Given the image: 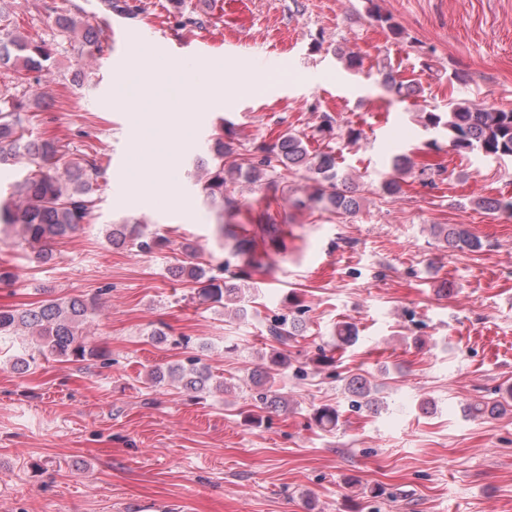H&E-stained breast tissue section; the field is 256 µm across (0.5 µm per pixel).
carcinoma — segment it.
Masks as SVG:
<instances>
[{
	"label": "carcinoma",
	"mask_w": 512,
	"mask_h": 512,
	"mask_svg": "<svg viewBox=\"0 0 512 512\" xmlns=\"http://www.w3.org/2000/svg\"><path fill=\"white\" fill-rule=\"evenodd\" d=\"M54 23L65 33L81 32L83 43L90 51L102 53L105 41L103 31L91 25L78 29V21L68 10L55 12ZM6 39L13 47L11 55H0V69L12 71L15 87L38 85L50 78L55 65L54 49L45 42L32 41L13 28V20L0 7V41ZM381 83L390 92L407 96L416 92L410 84L396 78L393 72L382 68ZM34 116L32 104L25 95L0 92V165L20 163L27 169L25 178L17 185L15 198L0 204V232L14 230L13 243L27 246L39 263L51 261L54 254L49 245L76 233L81 225L89 223L96 206L95 194L103 168L89 155L70 151L59 139H42L29 134L27 123ZM424 127L434 128L448 138L449 147L461 155L475 154L497 160H512V109L488 105L476 107L467 100L448 102L446 112H427ZM258 162L242 170L235 151L224 143V134L214 136L210 160L200 165L203 175L201 192L219 215L234 216L239 211L237 201L229 188V177L245 174L251 182L264 177H280L282 173L304 170L311 182L309 200L338 215L349 214L360 208L361 197L349 178L341 173L335 151L331 149L309 152L304 138L286 133L278 141L261 147ZM483 209L512 214V198H483L477 201ZM260 233L251 232L242 224L229 221L219 224L222 235L234 241V257L240 260L239 271L216 283L218 276L204 262L175 267V276L197 283L203 279L211 287L203 295L224 307L242 301L245 285L242 281L254 270L268 267V252L264 245L278 243L282 229L275 216L265 210L259 215ZM443 240L453 249L475 251L481 241L462 224L439 230ZM108 243L116 248H135L152 253L167 243L162 235L144 236L138 223L123 219L109 226ZM97 309L96 300L82 297L48 298L28 308H0V337L28 335L39 339L42 350L64 361H84L99 358L108 363L107 353L85 337L88 322ZM300 334V321L294 315H274L266 324L267 340L285 345ZM288 369V360L277 349H272L266 363L254 370L250 381L254 387L252 400L267 409H276L281 396L275 389L279 376ZM181 383L192 393L223 391L224 381H214L210 368L198 356H190L163 370L151 371L154 383L166 378ZM314 421L324 431L336 428L339 415L336 409L322 407L314 414Z\"/></svg>",
	"instance_id": "cac0c4a2"
}]
</instances>
